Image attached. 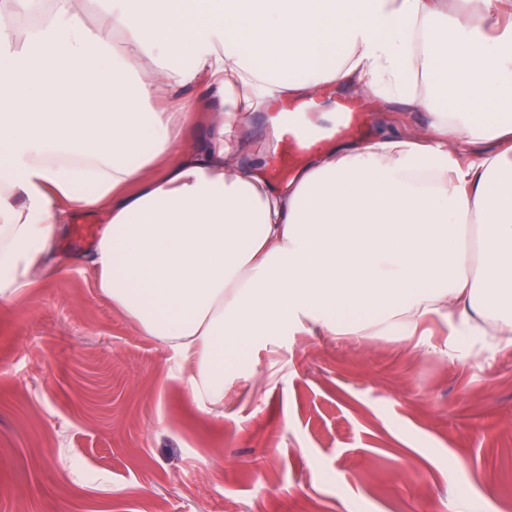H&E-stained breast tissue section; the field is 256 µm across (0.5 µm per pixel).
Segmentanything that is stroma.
Wrapping results in <instances>:
<instances>
[{
  "label": "stroma",
  "instance_id": "1",
  "mask_svg": "<svg viewBox=\"0 0 512 512\" xmlns=\"http://www.w3.org/2000/svg\"><path fill=\"white\" fill-rule=\"evenodd\" d=\"M360 143L412 138L428 113L353 85ZM250 113L242 165L286 166ZM100 216L64 225L55 272L0 304V512H512V346L318 336L253 343L203 412L189 370L96 291L85 258Z\"/></svg>",
  "mask_w": 512,
  "mask_h": 512
}]
</instances>
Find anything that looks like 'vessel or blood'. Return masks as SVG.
<instances>
[{
	"label": "vessel or blood",
	"instance_id": "1",
	"mask_svg": "<svg viewBox=\"0 0 512 512\" xmlns=\"http://www.w3.org/2000/svg\"><path fill=\"white\" fill-rule=\"evenodd\" d=\"M316 109V104L309 100L279 109L278 123L287 132L291 153L322 149L328 140L353 133L365 118L364 112L355 103L345 101L337 105L336 117L332 125L327 129L319 130L310 126L305 120L306 113Z\"/></svg>",
	"mask_w": 512,
	"mask_h": 512
}]
</instances>
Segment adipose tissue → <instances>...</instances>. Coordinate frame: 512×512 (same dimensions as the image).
<instances>
[{
    "mask_svg": "<svg viewBox=\"0 0 512 512\" xmlns=\"http://www.w3.org/2000/svg\"><path fill=\"white\" fill-rule=\"evenodd\" d=\"M0 0V302L98 214L101 296L190 369L200 405L293 322L416 335L437 315L512 346V30L499 0ZM131 51L118 54L114 38ZM431 85L401 78L409 54ZM325 82L431 113L422 140L341 145L284 186L239 163L248 113ZM206 133L187 143L190 121ZM494 144L452 164L459 141ZM477 274H468L470 265Z\"/></svg>",
    "mask_w": 512,
    "mask_h": 512,
    "instance_id": "obj_1",
    "label": "adipose tissue"
}]
</instances>
